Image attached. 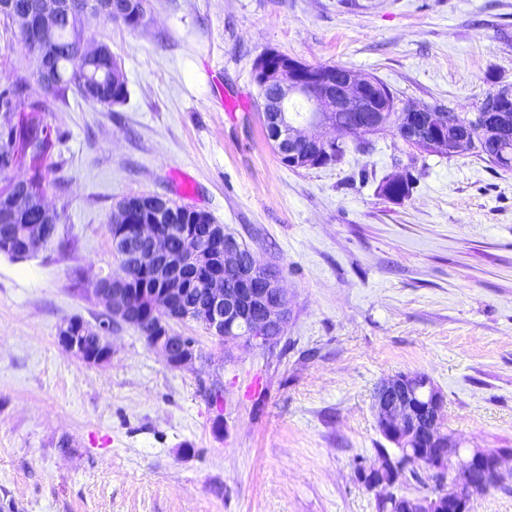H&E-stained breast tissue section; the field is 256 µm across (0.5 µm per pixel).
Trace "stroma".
<instances>
[{"label":"stroma","mask_w":512,"mask_h":512,"mask_svg":"<svg viewBox=\"0 0 512 512\" xmlns=\"http://www.w3.org/2000/svg\"><path fill=\"white\" fill-rule=\"evenodd\" d=\"M131 29L94 14L129 95L69 93L44 121V197L56 240L0 255V512H377L354 477L384 446L378 381L421 372L472 448H512V171L471 154L412 155L385 132L342 162L291 169L262 124L254 63L273 49L372 75L402 100L476 112L512 84V0H149ZM37 64L0 19V89ZM412 196L381 195L397 166ZM211 215L277 266L293 314L273 347L222 343L193 321L196 359L169 368L133 328L112 357L64 351L93 323L94 280L117 272L108 232L124 197ZM220 383L223 400L204 394Z\"/></svg>","instance_id":"stroma-1"}]
</instances>
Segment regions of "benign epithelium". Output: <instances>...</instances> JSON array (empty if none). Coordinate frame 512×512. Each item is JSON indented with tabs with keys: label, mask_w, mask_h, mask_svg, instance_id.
Returning a JSON list of instances; mask_svg holds the SVG:
<instances>
[{
	"label": "benign epithelium",
	"mask_w": 512,
	"mask_h": 512,
	"mask_svg": "<svg viewBox=\"0 0 512 512\" xmlns=\"http://www.w3.org/2000/svg\"><path fill=\"white\" fill-rule=\"evenodd\" d=\"M0 16L27 31L25 49L39 62L37 81L45 96L55 93L56 58L60 53L57 30L62 19L75 23L72 36L82 46L79 74L90 77L95 63L108 59L112 79H124L121 67L105 44L88 45L84 37V13L71 0H37L19 9L16 0H0ZM255 82L262 98L265 123H273L268 140L280 160L295 169L327 166L335 162L336 142L301 132L306 126H336V113L361 112L362 130L389 125L397 118L396 132L402 140L424 143L450 156L467 151L468 136L460 133L449 111L419 107L378 92L370 76H358L345 67L313 66L275 50L263 52L255 62ZM481 130L485 136L504 135L512 129V88L501 87L483 104ZM18 203L53 220L56 212L35 193L28 180H9ZM128 199L112 211L109 234L120 273L98 278L92 288L103 306L101 318L89 324L79 317L58 329V343L66 352L90 364H103L112 356L108 341L117 325L137 327L138 312L128 288L133 273L140 271L158 281L156 288L136 293L145 309L157 312L152 323L150 347L166 364L181 369L196 357L195 341L174 331L171 323L192 320L211 336L224 341H244L266 346L271 333L288 325L292 303L279 273L260 262L238 238L224 231L204 211L150 194L140 195L139 223L129 222ZM193 212L195 223L176 224L180 212ZM37 224L17 239L0 241L5 247L20 243L25 255L48 245ZM426 388L423 396L419 388ZM444 400L440 392L414 373H399L382 379L372 395V409L394 439L398 452L424 444L439 452L409 455L432 472L433 485L449 479L448 493L434 488L409 495L402 512H470L472 498L512 476L504 466L512 460V448H466L452 431L444 430Z\"/></svg>",
	"instance_id": "7a95c632"
}]
</instances>
